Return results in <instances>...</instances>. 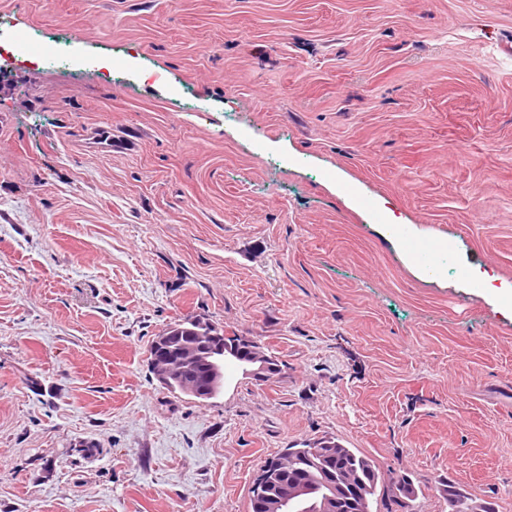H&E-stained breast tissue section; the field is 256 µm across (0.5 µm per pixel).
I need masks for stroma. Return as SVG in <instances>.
I'll list each match as a JSON object with an SVG mask.
<instances>
[{"label":"stroma","instance_id":"35a3bbf8","mask_svg":"<svg viewBox=\"0 0 512 512\" xmlns=\"http://www.w3.org/2000/svg\"><path fill=\"white\" fill-rule=\"evenodd\" d=\"M0 512H249L332 436L512 512V0H0ZM398 223L396 235L383 227ZM183 318L260 341L206 401ZM2 34L0 31V53L3 51H19L46 64L63 63L68 65L70 62L67 45L55 44L44 48L41 43L22 36L14 30L10 32L7 38L2 39ZM476 281L481 288H491L495 296L503 306L504 312L512 318V284L502 283L501 287L492 284L497 278L490 276L487 272L476 271L474 273ZM178 336H160L156 348L157 357L152 358L156 379L167 389L171 379L185 375L183 392L192 399L204 401L215 396L224 387V360L245 359L244 374L258 381H268L280 372V364L260 352V343L248 336H237L212 325L206 336H199L197 344L182 349L175 359L167 351V345ZM229 340V342H228ZM202 371V373H198ZM199 374V375H198ZM287 452L269 459L258 470L253 483L255 490L254 508L250 499V512H285L288 511V503L305 491L306 483L303 479L288 483L286 480V467L283 457ZM276 485V492L268 490Z\"/></svg>","mask_w":512,"mask_h":512}]
</instances>
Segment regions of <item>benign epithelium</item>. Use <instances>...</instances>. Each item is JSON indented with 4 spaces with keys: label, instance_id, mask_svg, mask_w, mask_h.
<instances>
[{
    "label": "benign epithelium",
    "instance_id": "1",
    "mask_svg": "<svg viewBox=\"0 0 512 512\" xmlns=\"http://www.w3.org/2000/svg\"><path fill=\"white\" fill-rule=\"evenodd\" d=\"M177 340L175 336L157 339V357L152 359L153 371L158 382L165 388L171 380L181 375L187 377L183 392L199 401L215 396L224 387V360L245 359L244 374L258 381H268L280 372L276 360L260 352V343L248 336L230 334L217 326H211L197 343L182 349L180 358L168 354L167 345ZM281 453L269 459L258 470L253 483L254 509L257 512H287L288 503L305 491L302 479L286 480V467ZM324 485L329 492L316 505V512H358L362 494L357 484L349 481L341 471L324 470Z\"/></svg>",
    "mask_w": 512,
    "mask_h": 512
}]
</instances>
